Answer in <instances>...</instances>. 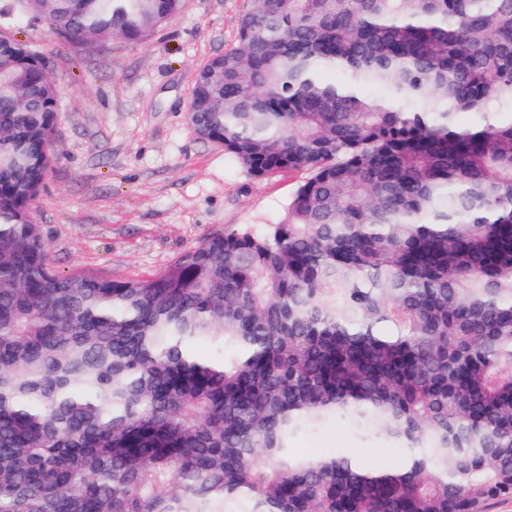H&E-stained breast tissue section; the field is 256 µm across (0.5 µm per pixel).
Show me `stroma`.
I'll list each match as a JSON object with an SVG mask.
<instances>
[{
  "label": "stroma",
  "mask_w": 512,
  "mask_h": 512,
  "mask_svg": "<svg viewBox=\"0 0 512 512\" xmlns=\"http://www.w3.org/2000/svg\"><path fill=\"white\" fill-rule=\"evenodd\" d=\"M9 7L0 0V34L31 43L59 92L54 160L33 209L54 270L146 277L205 236L244 225L261 231L283 217L302 174L252 178L187 119L194 75L237 46L246 0H185L146 41L77 51ZM383 444L340 419L293 442L300 453L355 448L372 463L399 466Z\"/></svg>",
  "instance_id": "stroma-1"
}]
</instances>
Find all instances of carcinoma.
Returning <instances> with one entry per match:
<instances>
[{
    "instance_id": "carcinoma-1",
    "label": "carcinoma",
    "mask_w": 512,
    "mask_h": 512,
    "mask_svg": "<svg viewBox=\"0 0 512 512\" xmlns=\"http://www.w3.org/2000/svg\"><path fill=\"white\" fill-rule=\"evenodd\" d=\"M11 4L75 48L141 42L185 0ZM190 102L248 175L305 174L284 218L156 275L60 274L32 215L58 92L0 35V512L512 497V0H247ZM336 419L402 464L296 453Z\"/></svg>"
}]
</instances>
